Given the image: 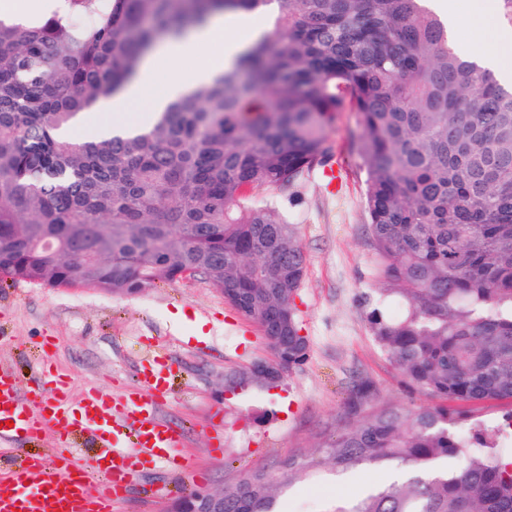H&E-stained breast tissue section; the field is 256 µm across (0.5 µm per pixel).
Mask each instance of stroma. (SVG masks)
Here are the masks:
<instances>
[{
	"instance_id": "obj_1",
	"label": "stroma",
	"mask_w": 512,
	"mask_h": 512,
	"mask_svg": "<svg viewBox=\"0 0 512 512\" xmlns=\"http://www.w3.org/2000/svg\"><path fill=\"white\" fill-rule=\"evenodd\" d=\"M356 116L339 113L329 133L335 178L315 170L289 208L306 256L294 299L306 362L259 389L230 388V375L270 359L258 326L225 303L200 275L130 295L93 288L0 284V363L30 385L36 364L67 374L74 392L96 387L118 396L138 385L136 371L155 356L175 367L158 415L181 429L185 464L138 468L118 512H164L167 501L206 488L222 490L245 471L278 473L282 460L315 453L346 424L353 376L375 382L373 407L427 404L373 341L363 304L381 288L364 206L365 173L349 145ZM370 466L338 476L320 472L293 481L282 512H328L378 483Z\"/></svg>"
}]
</instances>
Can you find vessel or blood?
Returning a JSON list of instances; mask_svg holds the SVG:
<instances>
[{
  "label": "vessel or blood",
  "mask_w": 512,
  "mask_h": 512,
  "mask_svg": "<svg viewBox=\"0 0 512 512\" xmlns=\"http://www.w3.org/2000/svg\"><path fill=\"white\" fill-rule=\"evenodd\" d=\"M171 363L161 358L139 370L138 387L120 396L91 387L74 394L67 375L42 365L35 383L0 365V512H112L137 464L182 465L183 434L157 416L170 386ZM52 432L61 452L53 461L30 455L29 441ZM90 434L92 469L73 451L75 436ZM102 479L88 492L90 476Z\"/></svg>",
  "instance_id": "1"
}]
</instances>
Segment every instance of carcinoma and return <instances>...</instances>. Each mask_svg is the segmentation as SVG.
I'll use <instances>...</instances> for the list:
<instances>
[{"mask_svg": "<svg viewBox=\"0 0 512 512\" xmlns=\"http://www.w3.org/2000/svg\"><path fill=\"white\" fill-rule=\"evenodd\" d=\"M0 18V281L134 294L191 273L259 326L274 364L309 349L294 304L306 259L281 206L331 158L336 113L357 116L365 208L386 287L371 337L435 400L368 407L316 456L224 486V512H281L323 467L392 477L327 512H512V88L461 54L428 0H59ZM263 12L270 32L237 64L133 135L64 129L138 70L158 37L217 14Z\"/></svg>", "mask_w": 512, "mask_h": 512, "instance_id": "cac0c4a2", "label": "carcinoma"}]
</instances>
